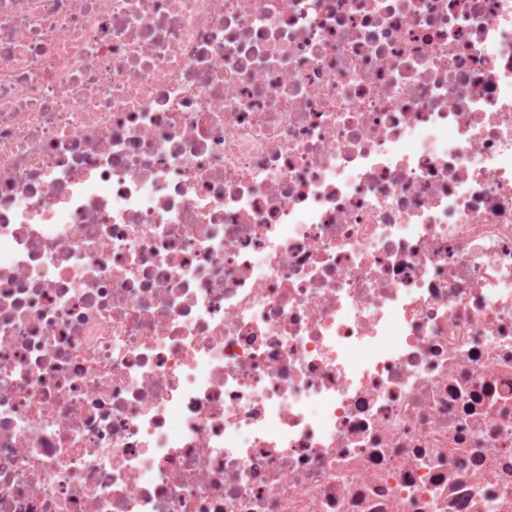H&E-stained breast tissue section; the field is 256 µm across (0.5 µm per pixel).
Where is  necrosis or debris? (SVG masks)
Instances as JSON below:
<instances>
[{"mask_svg":"<svg viewBox=\"0 0 512 512\" xmlns=\"http://www.w3.org/2000/svg\"><path fill=\"white\" fill-rule=\"evenodd\" d=\"M0 512H512V0H0Z\"/></svg>","mask_w":512,"mask_h":512,"instance_id":"obj_1","label":"necrosis or debris"}]
</instances>
